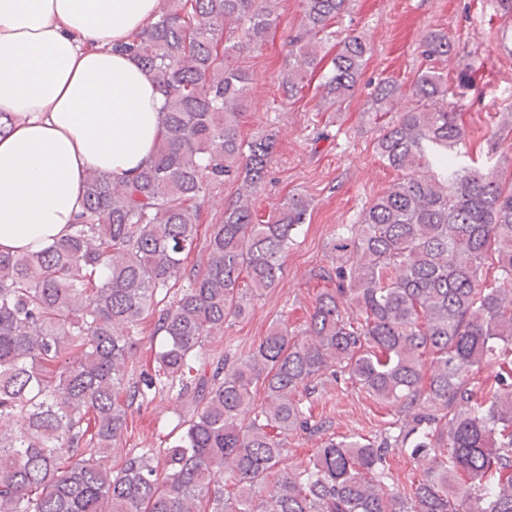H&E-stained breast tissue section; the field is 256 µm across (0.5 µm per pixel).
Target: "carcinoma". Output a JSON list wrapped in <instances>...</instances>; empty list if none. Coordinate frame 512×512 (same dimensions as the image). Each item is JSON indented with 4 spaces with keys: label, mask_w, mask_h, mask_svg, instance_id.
<instances>
[{
    "label": "carcinoma",
    "mask_w": 512,
    "mask_h": 512,
    "mask_svg": "<svg viewBox=\"0 0 512 512\" xmlns=\"http://www.w3.org/2000/svg\"><path fill=\"white\" fill-rule=\"evenodd\" d=\"M276 0H160L156 18L116 50L137 60L164 98L152 159L134 178L91 168L72 233L38 251L0 252V512H512V182L497 165L469 167L454 86L468 74L415 75L411 104L384 126L376 153L403 178L358 224H340L330 284L298 332L275 322L232 361L210 338L278 285L311 201L287 195L257 217L276 135L241 138L250 73L244 50L276 35ZM349 0H301L278 82L288 101L312 81L322 100L353 96L370 48L334 44L330 26ZM431 33L422 56H445ZM401 84L381 79L372 112ZM238 184L224 218L201 211ZM494 275H489V271ZM151 324L153 372L127 379ZM499 363L477 396L474 373ZM344 377L402 418L395 435L328 437L301 470L285 467L288 437L310 429L313 398ZM178 383L173 440L155 454L106 462L128 412ZM262 390L261 401L254 392ZM427 461L403 492L390 462ZM237 189V185L232 183H224V191L217 195L206 207L203 209L201 213V226H200V242L195 252H193L188 260V267H192L193 265H198L203 259L204 256V233L208 224H217L222 219V213L224 210V202L232 199L235 196V192Z\"/></svg>",
    "instance_id": "cac0c4a2"
}]
</instances>
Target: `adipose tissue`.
<instances>
[{
    "instance_id": "ef3b65f1",
    "label": "adipose tissue",
    "mask_w": 512,
    "mask_h": 512,
    "mask_svg": "<svg viewBox=\"0 0 512 512\" xmlns=\"http://www.w3.org/2000/svg\"><path fill=\"white\" fill-rule=\"evenodd\" d=\"M158 0H0V251L65 236L91 168L123 177L151 159L162 100L116 52Z\"/></svg>"
}]
</instances>
